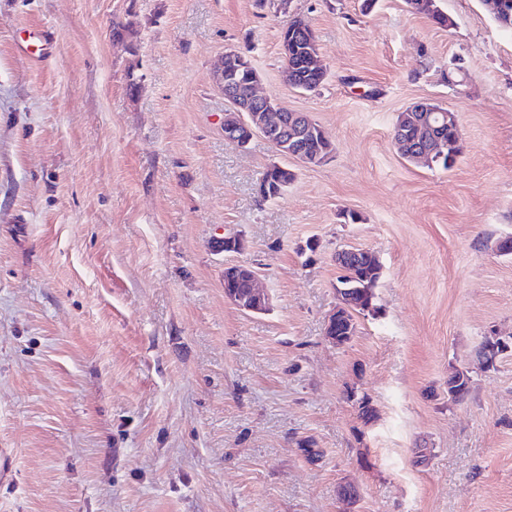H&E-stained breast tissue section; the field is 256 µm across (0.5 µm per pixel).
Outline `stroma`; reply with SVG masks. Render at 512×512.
Here are the masks:
<instances>
[{"instance_id":"1","label":"stroma","mask_w":512,"mask_h":512,"mask_svg":"<svg viewBox=\"0 0 512 512\" xmlns=\"http://www.w3.org/2000/svg\"><path fill=\"white\" fill-rule=\"evenodd\" d=\"M438 5L448 26L405 0H0V512H340L346 484L354 512H512V349L481 354L512 340V34ZM293 16L313 92L282 78ZM228 49L333 141L281 198L256 193L273 146L224 138ZM426 98L457 116L452 169L393 145ZM342 248L382 277L337 347ZM235 264L267 312L225 299ZM307 25L308 24L306 20L302 17L295 16L289 19V21L281 30L280 40H284V45L287 46L286 49L288 50V54L287 52H282L284 69L288 68V70L284 71L283 73L285 81L288 83L289 73V78L294 88L305 92H310L318 89L323 85L326 80V78L323 79L326 73L325 71L318 72L313 69H309L305 65L307 58L308 60L311 59L317 68L322 69V66L318 62L316 36L310 26L305 28V35L308 43V53L306 57L304 56L306 40L303 32L299 27H306Z\"/></svg>"}]
</instances>
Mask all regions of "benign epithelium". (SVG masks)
Segmentation results:
<instances>
[{
    "mask_svg": "<svg viewBox=\"0 0 512 512\" xmlns=\"http://www.w3.org/2000/svg\"><path fill=\"white\" fill-rule=\"evenodd\" d=\"M216 80L224 93V99L230 105V112L224 114L225 139L245 148L257 135L266 139L278 135V155L295 158L306 165H319L327 160V157L318 153L310 154L293 147V144L316 135L313 121L305 114L294 112L286 116L288 109L258 95L254 84L247 92H242L236 71L230 68L219 66ZM400 120L413 122L417 147L410 148V143L405 140L401 145L408 149L407 155L427 166L433 165L435 153L448 147L443 137L436 135L435 131L445 126L458 127L455 113L429 99L411 104L400 116ZM224 296L244 312L262 313L268 308V297L258 287L257 273L251 266L224 268ZM357 306L352 296L344 297V303L334 309L327 319V341L338 346L346 343L351 332L344 330V327L348 326L350 315L354 314L353 308Z\"/></svg>",
    "mask_w": 512,
    "mask_h": 512,
    "instance_id": "obj_1",
    "label": "benign epithelium"
}]
</instances>
